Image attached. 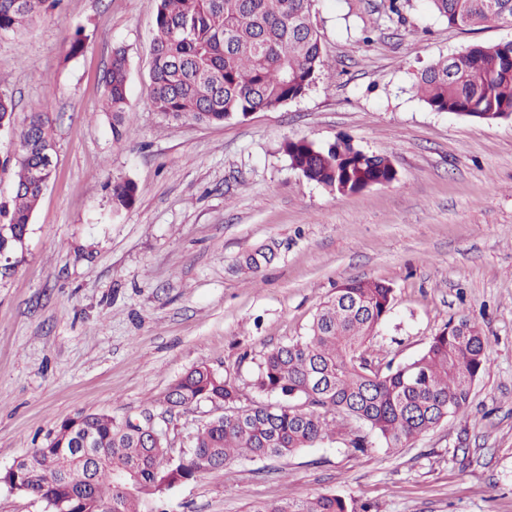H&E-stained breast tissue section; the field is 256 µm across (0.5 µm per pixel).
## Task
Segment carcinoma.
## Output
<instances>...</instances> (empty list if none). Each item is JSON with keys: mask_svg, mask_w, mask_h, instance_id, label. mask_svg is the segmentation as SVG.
<instances>
[{"mask_svg": "<svg viewBox=\"0 0 512 512\" xmlns=\"http://www.w3.org/2000/svg\"><path fill=\"white\" fill-rule=\"evenodd\" d=\"M48 0H0V34L16 32L47 10ZM149 96L174 121L222 124L275 109L303 95L323 67L314 0H156ZM448 25L472 29L512 22V0H428ZM128 59L113 51L105 74L104 111L116 139L126 135ZM416 93L431 110L479 121L512 119V42L473 44L423 69ZM15 100L0 82V127L14 125ZM53 142L49 104L29 113L19 150L0 169L15 170L12 197L0 201V252L23 249L43 193L46 146ZM292 168L331 193H356L390 184L389 157L339 137L327 145L307 139L284 143ZM117 211L131 207L138 187L112 182ZM393 290L371 279L343 283L323 302L306 335L265 352L252 387L267 402H242L234 379L207 365L186 371L165 393V410L210 403L224 413L197 427L192 446L179 452L162 431L143 438L127 419L91 413L61 422L50 444L25 458L21 474L42 501L67 512H153L176 486L220 470L238 457H285L309 448L352 423L369 429L388 448H399L450 418L464 416L472 386L488 369V338L468 316L432 337L404 365L381 367L372 343L392 308ZM89 442L104 452L94 481L84 483L71 461ZM248 512H358L336 493L302 501L281 498Z\"/></svg>", "mask_w": 512, "mask_h": 512, "instance_id": "cac0c4a2", "label": "carcinoma"}]
</instances>
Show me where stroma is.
<instances>
[{"label": "stroma", "instance_id": "obj_1", "mask_svg": "<svg viewBox=\"0 0 512 512\" xmlns=\"http://www.w3.org/2000/svg\"><path fill=\"white\" fill-rule=\"evenodd\" d=\"M316 0L325 65L302 97L217 125L174 122L148 95L156 0H56L0 34V76L23 119L52 105L58 164L31 232L0 276V470L66 418L161 415L168 387L205 364L244 402L267 350L306 335L342 283L393 290L373 343L412 361L459 315L489 339L465 418L397 449L349 431L283 458L239 459L172 489L165 512H246L332 492L368 512H512V119L436 112L422 69L512 25L448 26L425 0ZM85 47L66 55L67 39ZM129 60L126 124L102 105L115 48ZM344 137L386 154L388 185L330 194L283 145ZM138 199L112 208L113 180ZM272 247L251 269L248 255ZM467 436V452L457 449Z\"/></svg>", "mask_w": 512, "mask_h": 512}]
</instances>
